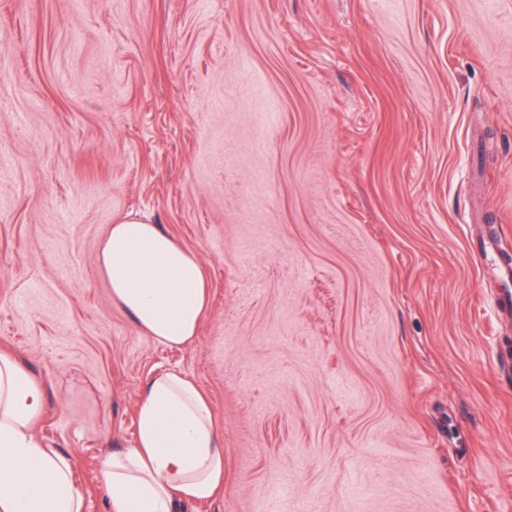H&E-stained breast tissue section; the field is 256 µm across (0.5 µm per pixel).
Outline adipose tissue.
Here are the masks:
<instances>
[{"instance_id": "adipose-tissue-1", "label": "adipose tissue", "mask_w": 512, "mask_h": 512, "mask_svg": "<svg viewBox=\"0 0 512 512\" xmlns=\"http://www.w3.org/2000/svg\"><path fill=\"white\" fill-rule=\"evenodd\" d=\"M98 262L112 300L136 327L173 348L192 342L207 308L199 258L154 224L117 218ZM42 381L0 351V512H85L72 458L38 434ZM132 439L98 461L109 512H185L224 488V438L198 384L183 373L152 376L136 409Z\"/></svg>"}]
</instances>
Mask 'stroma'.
<instances>
[{
  "instance_id": "35a3bbf8",
  "label": "stroma",
  "mask_w": 512,
  "mask_h": 512,
  "mask_svg": "<svg viewBox=\"0 0 512 512\" xmlns=\"http://www.w3.org/2000/svg\"><path fill=\"white\" fill-rule=\"evenodd\" d=\"M0 349L86 512L148 379L224 437L187 512H512V0H0ZM148 218L210 284L158 344L98 263Z\"/></svg>"
}]
</instances>
